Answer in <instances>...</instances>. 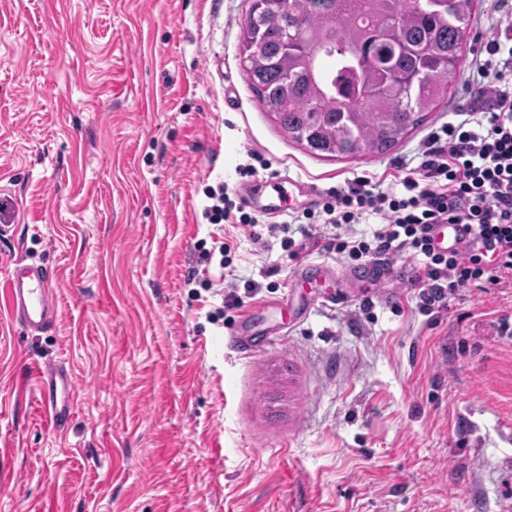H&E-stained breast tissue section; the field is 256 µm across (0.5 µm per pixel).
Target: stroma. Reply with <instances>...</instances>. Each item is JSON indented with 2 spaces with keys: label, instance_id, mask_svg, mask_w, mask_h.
I'll list each match as a JSON object with an SVG mask.
<instances>
[{
  "label": "stroma",
  "instance_id": "obj_1",
  "mask_svg": "<svg viewBox=\"0 0 512 512\" xmlns=\"http://www.w3.org/2000/svg\"><path fill=\"white\" fill-rule=\"evenodd\" d=\"M251 5L0 0V266L50 268L59 310L33 336L0 309V512H512L511 277L426 316L416 259L347 282L364 261L271 232L302 197L253 227L204 215L209 186L240 204L246 164L398 188L512 0H479L455 94L369 158L311 154L264 112ZM217 242L226 266L199 265ZM54 359L81 390L64 437L34 379Z\"/></svg>",
  "mask_w": 512,
  "mask_h": 512
}]
</instances>
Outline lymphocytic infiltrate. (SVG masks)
I'll return each instance as SVG.
<instances>
[{
    "instance_id": "f902f5d3",
    "label": "lymphocytic infiltrate",
    "mask_w": 512,
    "mask_h": 512,
    "mask_svg": "<svg viewBox=\"0 0 512 512\" xmlns=\"http://www.w3.org/2000/svg\"><path fill=\"white\" fill-rule=\"evenodd\" d=\"M484 51L468 119L428 134L419 174L402 179L401 193L368 178L354 180L329 190L320 212H305L299 228L307 237L314 218L338 229L377 216L381 226L372 239L338 236L325 248L354 261L418 259L415 282L425 315L477 282L512 274V28L494 33ZM447 223L467 225L471 236L463 247L439 252L430 230Z\"/></svg>"
}]
</instances>
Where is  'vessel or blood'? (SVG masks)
I'll use <instances>...</instances> for the list:
<instances>
[{
  "instance_id": "vessel-or-blood-1",
  "label": "vessel or blood",
  "mask_w": 512,
  "mask_h": 512,
  "mask_svg": "<svg viewBox=\"0 0 512 512\" xmlns=\"http://www.w3.org/2000/svg\"><path fill=\"white\" fill-rule=\"evenodd\" d=\"M239 195L246 206L262 214L274 215L282 210L279 203L263 198L254 185H242ZM431 238L436 250L445 251L461 247L469 235L463 225L436 224ZM52 283L53 276L44 267L12 261L0 275V304L26 331L34 335L43 333L53 324L57 311ZM36 374L45 416L54 430L64 432L76 410L77 387L70 373L55 362L39 365Z\"/></svg>"
}]
</instances>
